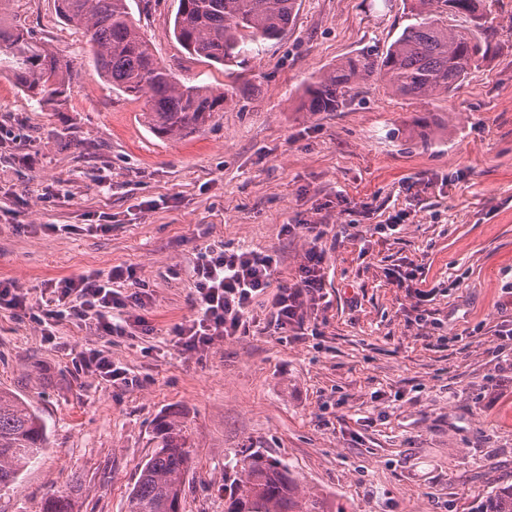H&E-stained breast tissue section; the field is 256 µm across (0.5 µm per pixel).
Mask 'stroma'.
<instances>
[{"mask_svg":"<svg viewBox=\"0 0 512 512\" xmlns=\"http://www.w3.org/2000/svg\"><path fill=\"white\" fill-rule=\"evenodd\" d=\"M298 4L282 39L228 72L174 40L177 0H131L182 82L233 88L202 130L168 139L143 101L97 75L54 0H13L11 20L74 69L61 112L0 74V279L42 305L49 280L131 267L145 324L101 336L72 315L48 338L0 309V387L47 426L0 512H41L73 485L77 512H126L164 420L189 436L182 512H227L246 450L285 462L328 512H477L512 485V344L496 336L512 327V0H494L491 48L449 96L404 99L372 78L334 112L308 111L306 86L385 52L406 0ZM401 212L397 233L383 232ZM302 221L322 225L326 252L325 300L304 332L260 323L181 350L197 252L221 241L272 255L273 285H290L309 239L283 227ZM408 262L436 289V325L412 324L413 299L386 276ZM90 349L137 385L81 371Z\"/></svg>","mask_w":512,"mask_h":512,"instance_id":"stroma-1","label":"stroma"}]
</instances>
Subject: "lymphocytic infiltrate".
I'll return each mask as SVG.
<instances>
[{"label":"lymphocytic infiltrate","mask_w":512,"mask_h":512,"mask_svg":"<svg viewBox=\"0 0 512 512\" xmlns=\"http://www.w3.org/2000/svg\"><path fill=\"white\" fill-rule=\"evenodd\" d=\"M283 230L291 235L306 234L312 240L295 283L288 286L273 287L277 261L272 255L243 247L230 249L220 242L199 252L194 267L196 314L176 329L185 350L199 352L217 340L247 334L261 315L282 334L303 327L311 307L324 297L326 253L319 244L323 232L313 224H287ZM134 275L133 269L118 266L105 276L97 273L50 281L55 306L39 313L14 281L1 280L0 305L31 315L44 328L74 314L99 335L121 336L133 319L132 308L140 306L142 299L140 292L123 293L116 283ZM387 276L413 298L415 324H428L426 304L431 293L424 289L415 269L397 266Z\"/></svg>","instance_id":"1"}]
</instances>
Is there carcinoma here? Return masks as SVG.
Returning a JSON list of instances; mask_svg holds the SVG:
<instances>
[{
    "instance_id": "cac0c4a2",
    "label": "carcinoma",
    "mask_w": 512,
    "mask_h": 512,
    "mask_svg": "<svg viewBox=\"0 0 512 512\" xmlns=\"http://www.w3.org/2000/svg\"><path fill=\"white\" fill-rule=\"evenodd\" d=\"M407 25L384 56L345 61L305 89L308 110L334 112L351 85L376 77L391 94L409 99L448 96L471 77L489 51V0H409ZM0 0V69L28 98L54 112L63 110L73 61L57 56L31 31L7 21ZM298 0H178L172 34L188 55L229 68L245 61L249 47L279 40L292 23ZM57 15L83 30L101 76L119 91L144 96L145 118L161 136L178 139L198 130L224 109L229 90L186 86L154 54L135 22L129 0H55ZM463 17V30L442 23ZM160 446L144 464L127 512H177L190 454L182 425L162 421ZM46 424L40 413L11 390L0 388V492L10 488L42 453ZM228 512H325L323 502L302 493L278 459L257 451L237 461ZM78 489L45 500L42 512H74ZM478 512H512V486L491 491Z\"/></svg>"
}]
</instances>
